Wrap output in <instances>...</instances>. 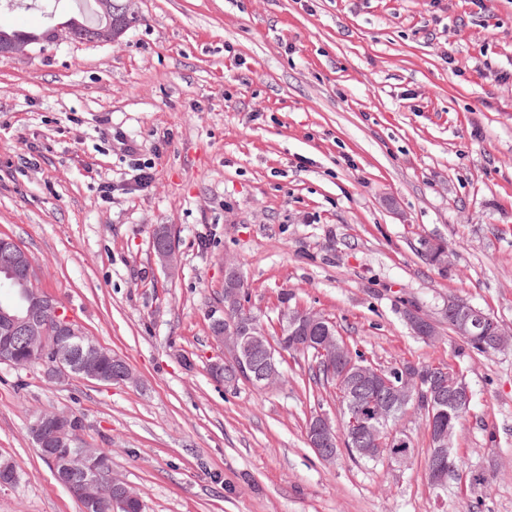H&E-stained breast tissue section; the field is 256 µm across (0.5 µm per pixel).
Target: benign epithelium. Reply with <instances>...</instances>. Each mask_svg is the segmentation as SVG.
Instances as JSON below:
<instances>
[{
    "label": "benign epithelium",
    "mask_w": 512,
    "mask_h": 512,
    "mask_svg": "<svg viewBox=\"0 0 512 512\" xmlns=\"http://www.w3.org/2000/svg\"><path fill=\"white\" fill-rule=\"evenodd\" d=\"M105 9L106 21L95 29L98 41L112 40V12L108 3H101ZM32 41L24 38L0 40V57H13L28 54ZM154 256L160 266L168 270L176 261V244L171 232L162 233L160 242L153 245ZM19 282L20 299L9 309L0 308V362L14 364L23 355L35 351L50 354L47 375L55 379H65L73 375L95 380L102 384L135 380L131 367L117 359L112 360V371L105 372L101 366L102 349L86 340L82 329L65 314L57 300L42 291L35 284L34 263L30 254L11 237H0V283L7 286ZM224 289L229 293V304L235 308L243 306V279L234 264L224 267ZM448 315L453 318L454 331L458 336H482L490 315L474 307L469 302L448 299ZM404 318L418 336L431 338L436 335L434 323L417 310L409 309ZM332 321L313 312L300 308H290L283 313L276 327V335L271 336L264 325L247 314L235 321H224L216 317L211 322V335L214 342L225 352V358L211 366L213 378L226 386L235 387L244 379L260 388H271L279 383V365L288 355V349L300 345V341L310 338L314 331L321 329V344L316 350L324 354L331 372L339 379L351 383L362 380L375 385L385 384L390 389V398L372 400L365 408V419L372 425L383 423L400 406L415 404L423 394L437 399L443 392L440 381L428 379L406 367H400L384 376L381 367L371 363H356L350 354V346L332 337ZM512 348V330L494 322L490 332L487 350ZM448 397L451 405L467 404L471 392L465 377L450 385ZM432 447L440 455L448 456V449L455 447V425H434V418L427 417ZM69 416L52 414L35 427L33 436L36 444L66 449L65 468L83 478L80 491L84 512L97 508L99 496L110 498L111 509L127 508L136 502L130 487L122 479L112 475L111 466H102L98 460H91L87 451L76 445L71 434ZM342 435L341 426L325 412L310 416L307 427V444L319 456L332 461L336 454V439ZM388 457L400 462L411 458V449L405 433L389 429L384 439Z\"/></svg>",
    "instance_id": "1"
}]
</instances>
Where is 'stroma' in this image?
I'll list each match as a JSON object with an SVG mask.
<instances>
[{
	"label": "stroma",
	"mask_w": 512,
	"mask_h": 512,
	"mask_svg": "<svg viewBox=\"0 0 512 512\" xmlns=\"http://www.w3.org/2000/svg\"><path fill=\"white\" fill-rule=\"evenodd\" d=\"M127 3L138 21L115 40L0 58V234L136 375L0 363V458L19 474L0 512H80L29 435L43 411L82 416L81 447L111 455L145 512H512V349H468L446 314L458 297L512 328V0ZM97 10L24 0L0 26ZM128 142L156 164L149 186L129 178ZM164 225L170 273L152 249ZM426 239L447 245L445 268ZM228 262L267 330L300 307L380 367L460 366L472 401L455 446L490 484L433 489L413 410L407 462L318 459L306 421L339 404L309 395L310 356L287 357L271 389L214 381ZM411 307L437 340L413 334Z\"/></svg>",
	"instance_id": "obj_1"
}]
</instances>
